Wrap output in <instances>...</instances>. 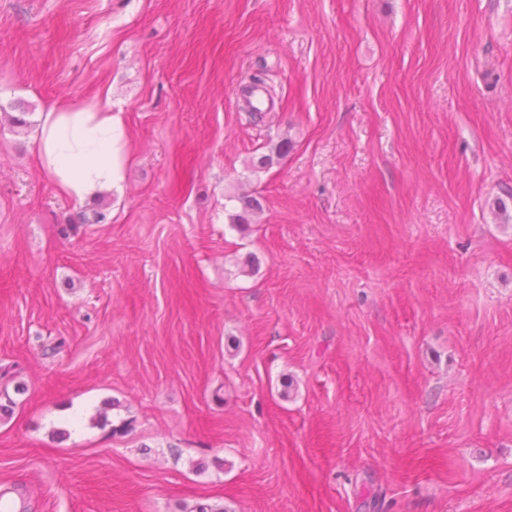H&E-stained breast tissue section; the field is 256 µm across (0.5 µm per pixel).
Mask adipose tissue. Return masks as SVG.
Masks as SVG:
<instances>
[{
	"instance_id": "obj_1",
	"label": "adipose tissue",
	"mask_w": 512,
	"mask_h": 512,
	"mask_svg": "<svg viewBox=\"0 0 512 512\" xmlns=\"http://www.w3.org/2000/svg\"><path fill=\"white\" fill-rule=\"evenodd\" d=\"M127 144L121 114L94 101L42 113L33 141L38 162L59 192L80 202L120 186Z\"/></svg>"
}]
</instances>
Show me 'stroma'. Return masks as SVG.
I'll use <instances>...</instances> for the list:
<instances>
[{"label":"stroma","mask_w":512,"mask_h":512,"mask_svg":"<svg viewBox=\"0 0 512 512\" xmlns=\"http://www.w3.org/2000/svg\"><path fill=\"white\" fill-rule=\"evenodd\" d=\"M93 98L81 224L31 141ZM1 366L31 512H512V0H0ZM39 121L34 153L60 193L85 202L121 185L128 144L121 113L95 101L64 103Z\"/></svg>","instance_id":"obj_1"}]
</instances>
